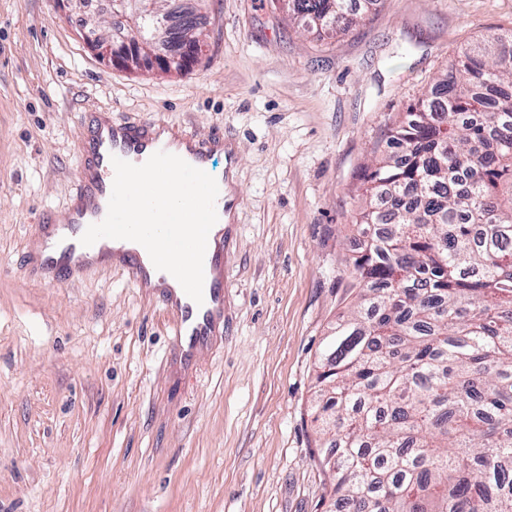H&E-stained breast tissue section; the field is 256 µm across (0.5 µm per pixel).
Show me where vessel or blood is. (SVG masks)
Instances as JSON below:
<instances>
[{
	"label": "vessel or blood",
	"instance_id": "obj_1",
	"mask_svg": "<svg viewBox=\"0 0 512 512\" xmlns=\"http://www.w3.org/2000/svg\"><path fill=\"white\" fill-rule=\"evenodd\" d=\"M83 132L77 141L80 168L68 206L45 211L36 222V241L26 264L28 276L49 284L76 280L95 267L100 253L116 256L130 283L145 295L158 298L173 324V342L180 355L193 359L220 335L224 323V240L238 206L236 196L219 192L215 207L219 228L210 230L204 257L203 300L195 302L169 273L157 270L140 244L103 238L83 246L80 238L89 225L102 222L115 176L113 158L140 165L156 152L181 157L192 166L210 171L215 155L224 151L223 138H203L187 127L158 119L114 121L111 113L88 111L81 115Z\"/></svg>",
	"mask_w": 512,
	"mask_h": 512
}]
</instances>
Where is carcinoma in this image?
Masks as SVG:
<instances>
[{
	"label": "carcinoma",
	"mask_w": 512,
	"mask_h": 512,
	"mask_svg": "<svg viewBox=\"0 0 512 512\" xmlns=\"http://www.w3.org/2000/svg\"><path fill=\"white\" fill-rule=\"evenodd\" d=\"M333 36L356 0H288ZM158 0H125L177 58ZM359 175L357 301L326 336L314 421L341 512H512V34L461 49Z\"/></svg>",
	"instance_id": "1"
}]
</instances>
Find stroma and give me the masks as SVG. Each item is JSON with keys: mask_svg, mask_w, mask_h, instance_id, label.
Masks as SVG:
<instances>
[{"mask_svg": "<svg viewBox=\"0 0 512 512\" xmlns=\"http://www.w3.org/2000/svg\"><path fill=\"white\" fill-rule=\"evenodd\" d=\"M180 3L206 48L177 74L103 62L53 0H0V512H336L313 385L351 299L357 175L462 47L512 32V0H373L332 38L269 0L161 9ZM88 106L235 141L224 337L194 366L121 269L25 276Z\"/></svg>", "mask_w": 512, "mask_h": 512, "instance_id": "1", "label": "stroma"}]
</instances>
